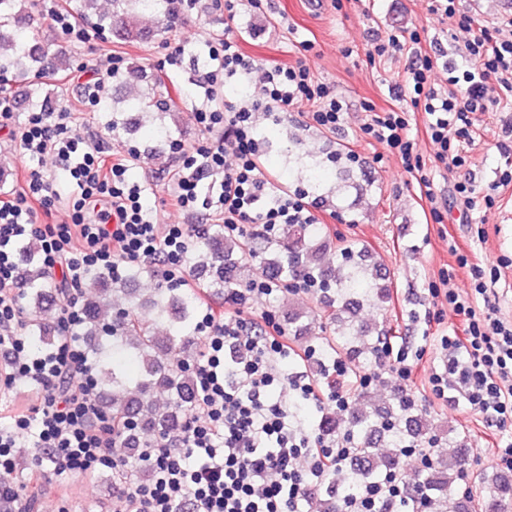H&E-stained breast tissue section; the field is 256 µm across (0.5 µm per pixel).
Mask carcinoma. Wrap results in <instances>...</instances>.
Returning a JSON list of instances; mask_svg holds the SVG:
<instances>
[{
	"label": "carcinoma",
	"instance_id": "cac0c4a2",
	"mask_svg": "<svg viewBox=\"0 0 512 512\" xmlns=\"http://www.w3.org/2000/svg\"><path fill=\"white\" fill-rule=\"evenodd\" d=\"M60 2L78 22L91 23L125 42L154 36V31L139 26L138 18L162 15L169 9L168 0H112L110 12L100 7L99 0ZM33 6L34 0H0V80L11 77L28 81L27 109L45 112L49 98L41 93V73L50 47L31 23ZM71 67V57L63 52L51 58L52 74L61 82L69 76ZM119 80L129 88L128 101L125 109L107 117L106 125L111 131L133 127L125 117L127 112L152 120L176 111L175 105L161 102L157 79L142 68L129 67ZM196 232L198 242L188 264L191 270L206 276L204 290L222 295L240 286L242 261L249 257L259 259L260 272L279 282L311 276L321 284L317 289L318 313L335 325L326 341L328 353L352 350L353 337L360 336L369 353L361 368L375 364L378 344L388 330L359 320V311L365 302L379 311L387 309L393 291L386 275L376 266L369 267L365 250L337 245L338 262L333 268L322 262L330 240L321 235L316 224H285L278 236L260 242L251 237H226L219 224H200ZM40 253L37 239L23 240L17 246L18 259L26 267V335L31 346L39 350L48 349L55 342L51 327L45 322V311L56 303L52 285L39 267ZM87 287L96 289V293L85 299L81 333L92 345L97 371L112 386L126 391L124 397L105 392L100 404L112 414V421L126 425L119 444L130 453L140 431L169 435L183 427L195 408L192 373L187 366L168 361V357L180 350L195 329L201 289L160 287L140 301L133 299L134 289L116 287L112 277L100 271L88 275ZM306 317V311H288V334H302ZM347 424L358 436V448L353 459L330 477L324 490L328 501L322 503V512H339L342 501L356 495L364 480L399 468L402 448L408 444L430 445V460L413 483L430 508L435 512L454 493L464 472V439L459 434L450 437L456 451L451 456L443 454L437 445L446 434L416 411L402 390L395 389L391 401L381 405L371 404L366 393H358L350 404ZM317 428L323 436L337 437L342 422L324 411ZM480 484L482 512H508L512 505V478L485 474Z\"/></svg>",
	"mask_w": 512,
	"mask_h": 512
}]
</instances>
